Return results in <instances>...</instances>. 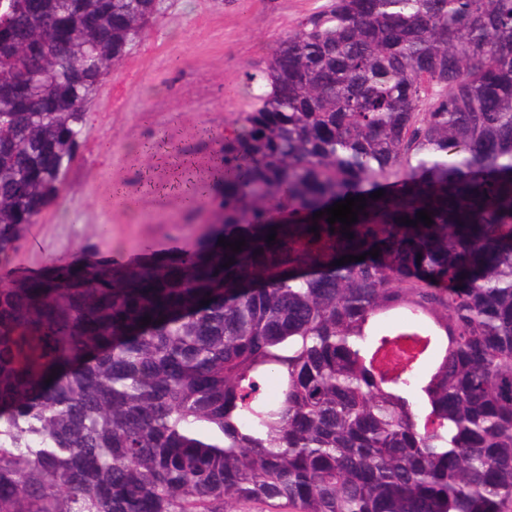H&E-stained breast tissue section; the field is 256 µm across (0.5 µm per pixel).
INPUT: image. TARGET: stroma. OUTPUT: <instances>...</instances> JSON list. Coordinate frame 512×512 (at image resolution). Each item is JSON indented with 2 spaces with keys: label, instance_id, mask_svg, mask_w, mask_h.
<instances>
[{
  "label": "stroma",
  "instance_id": "35a3bbf8",
  "mask_svg": "<svg viewBox=\"0 0 512 512\" xmlns=\"http://www.w3.org/2000/svg\"><path fill=\"white\" fill-rule=\"evenodd\" d=\"M331 0H163L131 52L106 77L88 114L91 133L67 187L28 225L9 267L36 272L100 244L134 256L146 243L189 246L206 229L176 194L162 191L169 166L143 151L158 133L191 150V179L204 203L224 184L212 136L254 104L246 73Z\"/></svg>",
  "mask_w": 512,
  "mask_h": 512
}]
</instances>
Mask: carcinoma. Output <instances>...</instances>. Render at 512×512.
Wrapping results in <instances>:
<instances>
[{"label": "carcinoma", "mask_w": 512, "mask_h": 512, "mask_svg": "<svg viewBox=\"0 0 512 512\" xmlns=\"http://www.w3.org/2000/svg\"><path fill=\"white\" fill-rule=\"evenodd\" d=\"M160 3L0 0V269L86 142L98 47L122 59ZM246 82L190 249L0 275V512H512V0H333ZM349 196L351 239L269 222ZM400 307L447 326V355L377 380Z\"/></svg>", "instance_id": "obj_1"}]
</instances>
